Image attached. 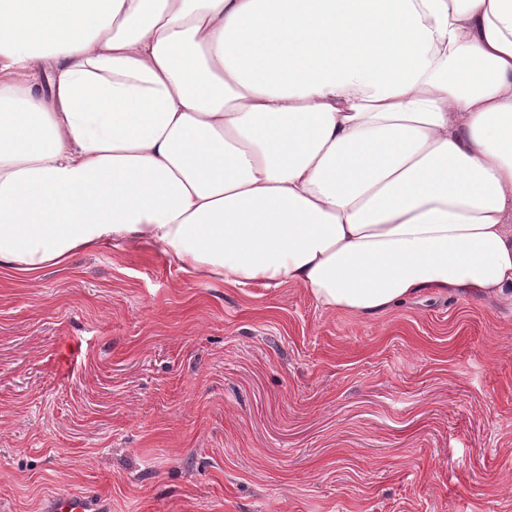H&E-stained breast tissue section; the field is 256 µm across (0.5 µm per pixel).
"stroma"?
<instances>
[{"label":"stroma","instance_id":"35a3bbf8","mask_svg":"<svg viewBox=\"0 0 512 512\" xmlns=\"http://www.w3.org/2000/svg\"><path fill=\"white\" fill-rule=\"evenodd\" d=\"M512 512V303L323 311L158 247L0 272V512ZM106 505L80 491L51 496L44 512H107Z\"/></svg>","mask_w":512,"mask_h":512}]
</instances>
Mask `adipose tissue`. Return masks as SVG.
<instances>
[{"mask_svg": "<svg viewBox=\"0 0 512 512\" xmlns=\"http://www.w3.org/2000/svg\"><path fill=\"white\" fill-rule=\"evenodd\" d=\"M142 243L330 313L512 299V0H0V268Z\"/></svg>", "mask_w": 512, "mask_h": 512, "instance_id": "ef3b65f1", "label": "adipose tissue"}]
</instances>
